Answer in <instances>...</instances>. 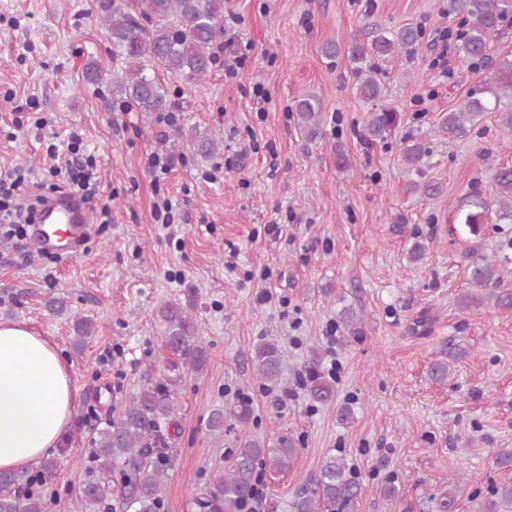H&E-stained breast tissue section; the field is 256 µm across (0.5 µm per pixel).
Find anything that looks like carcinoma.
Here are the masks:
<instances>
[{
    "label": "carcinoma",
    "instance_id": "carcinoma-1",
    "mask_svg": "<svg viewBox=\"0 0 512 512\" xmlns=\"http://www.w3.org/2000/svg\"><path fill=\"white\" fill-rule=\"evenodd\" d=\"M110 50L112 76L96 65L85 68V79L93 86L107 85L112 94L139 112H166L171 106L168 88L148 71L163 70L198 84L210 73L216 56L224 50V0H96ZM448 13L461 17L462 30L456 51L469 67L490 66L494 86L470 93L468 100L445 114L438 131L448 138H462L482 119L484 113L499 114V121L512 130V51L495 49L504 26L512 24V0H448ZM370 44L352 40L349 60L355 76L356 92L375 104L364 129L367 143L382 140L395 130L400 113L381 104L384 84L378 61L408 48L422 38L421 31L404 26L388 31L371 23ZM298 128L310 139L320 133V102L303 94L295 106ZM403 157L409 166L421 171L428 152L417 141L405 144ZM467 209L463 224L473 236L493 219L512 222V166H500L493 175L492 193L486 198L475 191L459 203ZM512 237L504 239L489 255H481L468 268L469 288L459 296L463 310L479 306L486 299L502 309H512V289L502 287L501 270L512 266ZM163 338L168 351L179 357L188 371L201 372L207 352L195 340L192 316L176 303L159 309ZM257 377L266 385L279 384L287 363L285 352L273 342L255 349ZM178 379L147 382L116 417L92 438L94 453L81 488L84 512H163L167 468L153 456L151 432L174 421L178 401ZM310 397L325 403L334 398L332 383L318 373L310 376ZM251 416L246 402L215 409L207 417L212 432H224V422L245 425ZM279 447L268 448L249 435L237 436L235 453L213 483L193 501L197 512H242L253 492L257 468L273 472L288 468L296 454L294 440L282 437ZM57 474V462L45 459L40 470L0 474V512H45L44 486ZM361 486L346 460L329 455L322 463L314 487L302 493L285 511L281 502L269 497L260 502L262 512H355ZM488 512H512V482L495 486ZM459 489L453 485L429 497L428 512H458Z\"/></svg>",
    "mask_w": 512,
    "mask_h": 512
}]
</instances>
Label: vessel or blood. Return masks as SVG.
<instances>
[{
    "instance_id": "1",
    "label": "vessel or blood",
    "mask_w": 512,
    "mask_h": 512,
    "mask_svg": "<svg viewBox=\"0 0 512 512\" xmlns=\"http://www.w3.org/2000/svg\"><path fill=\"white\" fill-rule=\"evenodd\" d=\"M89 205L66 191L40 208L31 235L41 253L76 254L89 227Z\"/></svg>"
}]
</instances>
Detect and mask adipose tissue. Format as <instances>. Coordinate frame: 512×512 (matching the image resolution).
Instances as JSON below:
<instances>
[{
    "mask_svg": "<svg viewBox=\"0 0 512 512\" xmlns=\"http://www.w3.org/2000/svg\"><path fill=\"white\" fill-rule=\"evenodd\" d=\"M77 403L55 345L25 323L0 321V470L25 469L57 447Z\"/></svg>",
    "mask_w": 512,
    "mask_h": 512,
    "instance_id": "obj_1",
    "label": "adipose tissue"
}]
</instances>
